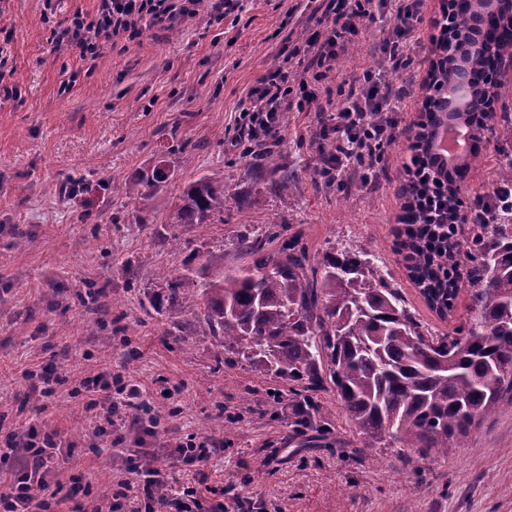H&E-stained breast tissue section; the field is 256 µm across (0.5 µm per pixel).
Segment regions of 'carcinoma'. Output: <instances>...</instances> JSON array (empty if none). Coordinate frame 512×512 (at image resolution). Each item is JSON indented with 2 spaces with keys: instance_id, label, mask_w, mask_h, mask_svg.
I'll return each mask as SVG.
<instances>
[{
  "instance_id": "1",
  "label": "carcinoma",
  "mask_w": 512,
  "mask_h": 512,
  "mask_svg": "<svg viewBox=\"0 0 512 512\" xmlns=\"http://www.w3.org/2000/svg\"><path fill=\"white\" fill-rule=\"evenodd\" d=\"M450 8L464 21L482 16L489 48L473 54L458 36L446 64L466 67L475 95L498 90L494 64L512 57V21L492 0H451ZM486 119L487 125L471 129L476 145L442 163L435 156L438 125L468 127L470 112L459 106L443 116L426 113L415 134L424 147L411 163L439 170L443 180L442 164L455 185L450 190L422 182V195L436 194L438 214L406 205L397 242L410 278L442 317L455 306L459 269L466 268L473 322L431 335L366 252L336 250L319 269L298 233L282 239L274 252L263 238L241 240L247 266L221 268L199 281L185 274L172 279L167 293L149 297L151 310L160 314L182 295L199 298V320L224 347L225 361L260 364L277 378L303 384V392H294L300 396L294 420L300 431L311 426L314 395L329 382L364 447L374 449L388 437L403 448L448 452L451 439L466 436L502 406L512 407V208L494 193L465 200L458 185L484 159L485 130L505 140L496 184L512 185V112L490 111ZM244 155L263 157L272 171L280 170L268 140L252 144ZM169 178L170 169L159 163L125 184L122 193L146 210ZM225 200L224 175L203 176L172 205L169 223L208 224L224 214ZM450 209L471 221L464 250L457 239L461 225L448 223Z\"/></svg>"
}]
</instances>
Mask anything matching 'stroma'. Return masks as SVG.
<instances>
[{
  "instance_id": "obj_1",
  "label": "stroma",
  "mask_w": 512,
  "mask_h": 512,
  "mask_svg": "<svg viewBox=\"0 0 512 512\" xmlns=\"http://www.w3.org/2000/svg\"><path fill=\"white\" fill-rule=\"evenodd\" d=\"M0 0V29L13 33L6 64L17 99L0 101V413L8 429L35 424L62 448L50 460L52 487L80 480L90 498L102 484L143 483L126 461L159 469L171 496L196 487L207 512H512V408H502L450 442L421 454L387 439L363 447L334 386L316 392L313 428L297 433L288 384L262 366L224 362V349L198 319V300L173 314L149 312L163 277L198 275L204 265H246L237 242L301 233L313 263L334 249L367 250L416 318L448 333L472 317L461 286L440 318L408 277L396 251L408 178L409 137L423 111V85L442 0H427L411 66L381 80L401 95L399 149H384L376 186L358 177L329 183L318 170L322 121L340 79L370 69L394 13L370 25L325 85L318 108L289 110L276 149L293 173L289 201L277 179L257 178L255 159L235 143L246 93L282 53L310 34L304 0H246L237 17L215 23L208 6L169 30L105 46L93 63L51 41V24L94 12L98 0ZM166 162L173 177L142 211L112 188ZM224 174V217L201 227L167 221L172 202L203 175ZM54 362L62 382L43 400L25 373ZM113 371L141 385L150 416L126 424L111 453L95 455L71 390ZM282 392L279 418L266 413ZM215 450L203 483L181 469L179 444Z\"/></svg>"
}]
</instances>
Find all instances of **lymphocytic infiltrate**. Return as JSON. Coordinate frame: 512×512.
Masks as SVG:
<instances>
[{
    "mask_svg": "<svg viewBox=\"0 0 512 512\" xmlns=\"http://www.w3.org/2000/svg\"><path fill=\"white\" fill-rule=\"evenodd\" d=\"M205 1L219 21L225 12L241 7L240 0H98L94 13L78 12L68 25L52 27V41L79 60L92 62L104 44L119 39L133 42L152 29L171 28L195 16ZM424 5L425 0H321L320 15L304 47L291 52L303 67L301 79L293 80L287 62L275 63L248 91L239 114V136L277 137L282 112L292 107L302 111L317 101L337 58L386 11H394L401 25L382 39L381 53L391 68H407L412 62L410 39ZM340 94L342 100L324 129L336 143L335 154L326 160L331 171L344 170L356 160L376 155L384 142L399 132L393 114L400 99L383 90L374 75L364 74L361 82L348 83ZM116 393L122 397L117 404L111 401ZM77 394L83 400L96 452L111 451L114 436L125 425L118 410L137 407L139 387L127 385L122 376L106 371L82 379ZM24 438L28 452L25 465L11 476L0 474V512H53L47 473L52 452L59 447L57 436L32 426Z\"/></svg>",
    "mask_w": 512,
    "mask_h": 512,
    "instance_id": "f902f5d3",
    "label": "lymphocytic infiltrate"
}]
</instances>
